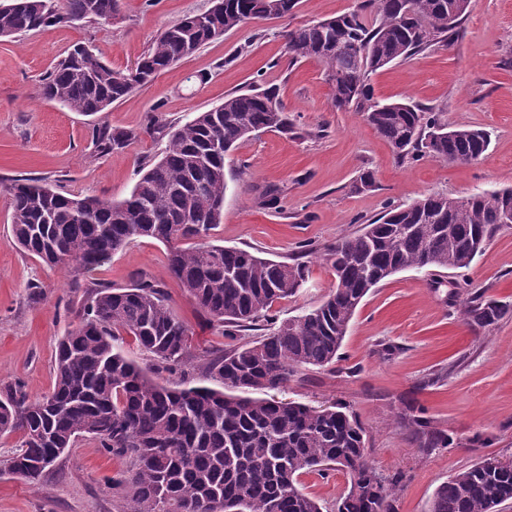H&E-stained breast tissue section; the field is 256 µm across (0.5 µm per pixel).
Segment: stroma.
I'll return each instance as SVG.
<instances>
[{"mask_svg":"<svg viewBox=\"0 0 512 512\" xmlns=\"http://www.w3.org/2000/svg\"><path fill=\"white\" fill-rule=\"evenodd\" d=\"M359 0H298L291 14L249 21L160 74L109 111L93 116L46 101L40 84L75 43H92L113 69L131 67L164 26L209 10L212 0H120L108 25L47 27L0 40V381H21L39 397L54 386L57 341L76 324L73 309L88 287H125L140 276L163 290L190 329L196 358L224 348L211 323L167 269V247L134 239L92 271L52 269L11 239V180L34 178L73 195L118 201L138 180L142 165L159 159L174 128L257 86L277 89L290 131L262 132L225 159L224 218L218 244L248 248L281 262L303 258L308 277L299 292L275 303L283 319L318 306L336 283L325 248L384 211L428 194L462 198L512 188V0H470L459 33L369 78L374 100H410L451 127L489 131L481 160L449 163L430 156L399 158L369 125L362 108L336 110L323 65L292 60L285 30L352 11ZM204 73L205 83L194 82ZM131 129L138 138L124 152L97 156L96 124ZM374 175L361 189V172ZM278 189L274 207L263 206ZM435 289L426 271L396 273L372 288L354 314L335 363L300 370L281 391L283 400L311 406H347L363 427L368 461L384 478L402 475L395 512H429L437 489L483 457L512 460V315L477 334L458 309L474 293L512 304V224L487 244L469 269L447 274ZM453 438L426 449L396 415L406 404ZM481 435L486 443L470 440ZM17 442L0 436V512H117L124 489L108 478L130 466L84 439L62 455L42 482L30 484L4 466ZM300 482L324 512L349 488L344 471L302 475Z\"/></svg>","mask_w":512,"mask_h":512,"instance_id":"stroma-1","label":"stroma"}]
</instances>
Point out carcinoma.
<instances>
[{"label":"carcinoma","instance_id":"obj_1","mask_svg":"<svg viewBox=\"0 0 512 512\" xmlns=\"http://www.w3.org/2000/svg\"><path fill=\"white\" fill-rule=\"evenodd\" d=\"M220 14L186 16L162 28L135 70L116 71L84 43L73 45L43 79L42 97L85 116L107 112L163 71L239 25L284 17L297 0H223ZM470 0H361L357 9L286 32L293 59L315 58L332 86V106L368 102L366 119L401 158L426 155L451 163L480 160L490 134L450 128L416 104L372 102L371 73L458 34ZM376 15L373 26L363 12ZM118 0H0V38L76 22L105 25ZM290 119L272 88L232 94L224 103L174 128L165 155L144 166L121 201L63 193L18 179L10 195L11 235L28 255L51 267L91 270L141 237L168 246L167 267L230 340L194 366L215 389L188 381V326L163 291L148 280L123 288L100 285L77 310L56 351L51 393L32 398L11 382L0 388V435H18L7 469L39 483L82 437L130 459L118 512H323L300 487V475L346 469L350 487L336 512H395L399 479H382L366 460L364 430L343 406L316 408L272 396L302 368L339 357L349 324L370 289L404 270L467 269L512 212V188L464 198L429 195L388 210L326 253L336 285L320 305L270 321L274 303L294 296L306 265L258 256L211 240L222 223L227 189L224 160L244 139L288 132ZM134 130L95 125L99 155L123 152ZM462 320L478 333L512 314V306L481 295L464 302ZM272 331L261 333L265 323ZM258 332L239 343L237 337ZM134 338L152 364L122 351ZM181 368L161 383V369ZM421 446L446 448L450 436L413 404L399 415ZM512 500V469L485 457L436 491L429 512H496Z\"/></svg>","mask_w":512,"mask_h":512}]
</instances>
